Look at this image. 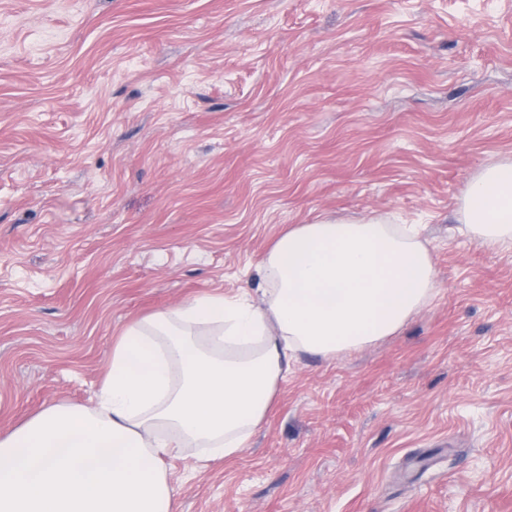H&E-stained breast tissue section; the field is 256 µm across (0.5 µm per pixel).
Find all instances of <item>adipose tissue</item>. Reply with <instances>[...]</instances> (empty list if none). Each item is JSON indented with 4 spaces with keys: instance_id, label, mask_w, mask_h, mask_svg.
<instances>
[{
    "instance_id": "1",
    "label": "adipose tissue",
    "mask_w": 512,
    "mask_h": 512,
    "mask_svg": "<svg viewBox=\"0 0 512 512\" xmlns=\"http://www.w3.org/2000/svg\"><path fill=\"white\" fill-rule=\"evenodd\" d=\"M456 230L512 253V156L481 166ZM264 286L203 295L127 326L93 406L45 407L0 437V512H174L164 455L231 459L265 422L291 359L396 335L438 297L414 225L320 217L260 259Z\"/></svg>"
}]
</instances>
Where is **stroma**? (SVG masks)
Here are the masks:
<instances>
[{"label":"stroma","instance_id":"35a3bbf8","mask_svg":"<svg viewBox=\"0 0 512 512\" xmlns=\"http://www.w3.org/2000/svg\"><path fill=\"white\" fill-rule=\"evenodd\" d=\"M507 155L512 0H0V434L288 226L390 213L437 299L301 355L234 460L164 458L176 512H512V254L452 226Z\"/></svg>","mask_w":512,"mask_h":512}]
</instances>
